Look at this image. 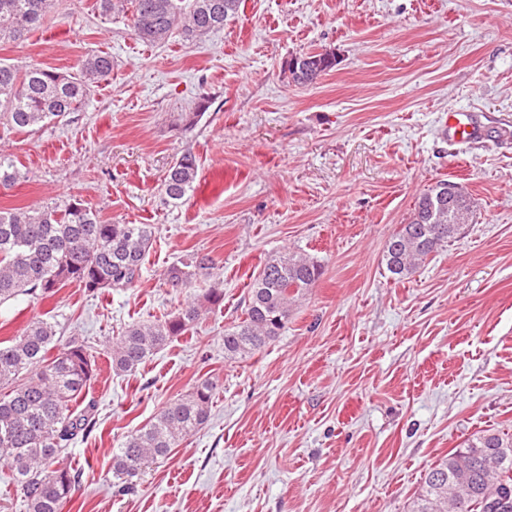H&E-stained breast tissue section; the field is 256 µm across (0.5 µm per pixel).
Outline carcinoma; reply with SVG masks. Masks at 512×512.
<instances>
[{
    "label": "carcinoma",
    "instance_id": "carcinoma-1",
    "mask_svg": "<svg viewBox=\"0 0 512 512\" xmlns=\"http://www.w3.org/2000/svg\"><path fill=\"white\" fill-rule=\"evenodd\" d=\"M57 0H0V43L23 42L55 12ZM105 15L131 8L132 30L149 43L165 41L180 28L201 39L224 27L241 0H98ZM336 65L331 53L293 56L286 68L292 82L311 85ZM112 56L96 53L82 60L79 74L31 64L20 69L0 62V124L24 132L65 122L78 111L92 86L110 80ZM197 159L187 151L169 166L163 200L180 204L193 190ZM20 171L0 154V192L12 189ZM473 204L463 188L441 180L418 198L409 221L389 237L384 260L397 279L413 272L472 222ZM156 241L151 224H106L74 197L62 205L0 208V303L20 295L49 298L75 285L95 294L132 288L142 275ZM215 264L193 256L169 266L166 283L176 289L214 275ZM318 261L285 252L264 262L253 279L244 318L224 331V356L237 359L262 350L288 322L290 304L322 276ZM224 300L213 287L190 298L176 314L159 322L132 324L112 345V369L132 373L177 336L185 335ZM57 324L30 322L11 345L0 347V461L23 497L25 512H62L79 474L59 465L62 451L96 425L86 388L97 374L96 351L73 337L57 338ZM214 384L204 380L167 403L146 425L127 435L112 456V471L132 491L136 478L154 460L208 420ZM411 512H512V435L484 432L467 439L425 474Z\"/></svg>",
    "mask_w": 512,
    "mask_h": 512
}]
</instances>
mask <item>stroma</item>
I'll list each match as a JSON object with an SVG mask.
<instances>
[{
    "label": "stroma",
    "instance_id": "stroma-1",
    "mask_svg": "<svg viewBox=\"0 0 512 512\" xmlns=\"http://www.w3.org/2000/svg\"><path fill=\"white\" fill-rule=\"evenodd\" d=\"M333 52L315 84L283 62ZM106 52L109 82L68 121L0 129L21 172L0 206L77 197L113 223L152 224L136 287L0 304V342L37 319L100 353L87 396L95 429L60 460L79 483L63 512H409L426 472L485 431L512 434V0H243L197 42L139 40L97 0H60L0 60L74 75ZM470 111L478 143L443 131ZM198 120H191V113ZM193 152V192L162 202L161 180ZM449 180L472 224L394 279L389 236L417 198ZM314 257L323 275L254 356H224L267 258ZM191 253L215 280L179 291L163 271ZM219 284L224 301L134 373L108 353L122 330L164 319ZM208 380L207 423L118 490L112 455L167 402Z\"/></svg>",
    "mask_w": 512,
    "mask_h": 512
}]
</instances>
